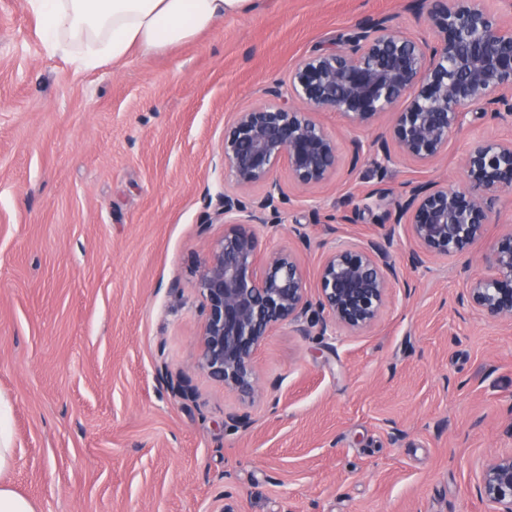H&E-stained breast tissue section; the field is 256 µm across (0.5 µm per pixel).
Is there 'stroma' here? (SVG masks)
<instances>
[{
	"label": "stroma",
	"instance_id": "1",
	"mask_svg": "<svg viewBox=\"0 0 512 512\" xmlns=\"http://www.w3.org/2000/svg\"><path fill=\"white\" fill-rule=\"evenodd\" d=\"M404 4L263 0L188 43L78 73L36 36L25 0H0V398L14 450L0 482L36 512H215L226 492L235 512H493L477 484L512 450V326L458 303L487 242L415 267L398 227L404 284L378 323L275 329L256 352L255 399L197 366L195 272L224 230L225 127L367 16L431 39ZM313 117L335 133L341 171L290 191L281 226L260 231L268 251L300 255L312 288L324 253L380 231L364 213L326 234L342 199L381 181L463 187L472 141L512 140V118L473 119L434 166L381 173L349 142L382 126ZM231 412L251 427H229Z\"/></svg>",
	"mask_w": 512,
	"mask_h": 512
}]
</instances>
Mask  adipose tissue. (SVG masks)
I'll use <instances>...</instances> for the list:
<instances>
[{
	"label": "adipose tissue",
	"instance_id": "ef3b65f1",
	"mask_svg": "<svg viewBox=\"0 0 512 512\" xmlns=\"http://www.w3.org/2000/svg\"><path fill=\"white\" fill-rule=\"evenodd\" d=\"M261 0H28L38 33L75 71L126 62L190 41L224 16L247 14Z\"/></svg>",
	"mask_w": 512,
	"mask_h": 512
}]
</instances>
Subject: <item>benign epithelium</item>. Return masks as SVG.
<instances>
[{
    "label": "benign epithelium",
    "instance_id": "7a95c632",
    "mask_svg": "<svg viewBox=\"0 0 512 512\" xmlns=\"http://www.w3.org/2000/svg\"><path fill=\"white\" fill-rule=\"evenodd\" d=\"M407 8L425 17L434 44L396 29L390 15L368 16L342 47L304 58L288 83L277 82L266 103L236 113L224 131V231L195 281L203 312L198 367L244 398L259 394L254 352L276 328L358 334L379 321L400 283L391 254L396 226L407 225L414 266L460 256L486 237L501 193L512 188V141L477 140L464 161L466 187L407 182L396 193L380 183L325 223L334 234L368 212L388 229L326 253L316 295L296 252H266L256 226H279L287 194L278 172L307 190L340 167L336 137L313 111L332 109L363 129L391 114L372 143L382 173L396 161L425 167L443 157L476 109L512 118V19L489 12L483 0H407ZM485 260L486 272L467 280L461 302L512 325V228L494 238ZM479 493L494 512H512V451L486 464Z\"/></svg>",
    "mask_w": 512,
    "mask_h": 512
}]
</instances>
